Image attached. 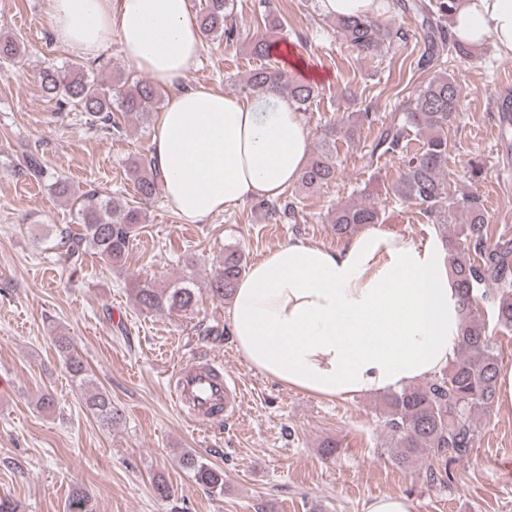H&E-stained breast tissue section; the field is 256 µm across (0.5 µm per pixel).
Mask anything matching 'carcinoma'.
<instances>
[{"mask_svg":"<svg viewBox=\"0 0 512 512\" xmlns=\"http://www.w3.org/2000/svg\"><path fill=\"white\" fill-rule=\"evenodd\" d=\"M454 2L414 0L409 4L406 0H394L395 7L414 10L422 16L427 50L418 65L423 69L437 65L446 51L460 62L474 58L475 49L458 39L447 25ZM233 10V0H206L199 16L202 34L214 39L230 35L227 19ZM335 26L337 33L365 59L379 55L383 46L398 37V33L371 17H342L336 19ZM250 49L264 64L249 73L241 91L257 96L273 93L291 101L296 111L307 110L318 91L279 66L278 41L265 32L255 38ZM40 79L48 95L79 109L91 124L106 129L118 127L113 120L112 104H117L118 110L125 114L146 119L158 103V91L149 81L123 83L114 93L112 86L90 78L84 66L77 62L45 68ZM460 97L461 89L452 75H436L416 92L405 112L377 130L367 152L371 159L386 154L403 156L404 169L395 194L421 207V213L433 225L447 251L448 276L462 304L459 356L441 373L399 392L387 393L382 400L387 455L402 467H410L426 457V476L431 482L446 481L435 470L434 462L452 463L471 455L478 435L476 414L489 410L497 395L501 360L489 323L476 312V300L480 298L488 304L494 328L512 330V237L496 234L478 197L450 195L445 178L447 130L459 116ZM372 122V113L364 107L346 120L326 127L319 147L307 161L302 185L317 189L336 180L337 141H355L364 126ZM412 128L423 135L424 142L417 152L408 155L406 132ZM19 174L37 182L51 181L55 194L76 212L81 232L74 233L68 228L60 231V244L66 247L69 262L81 263L88 252L98 255L110 267L126 258L131 239L144 223L140 207L120 197L105 196L96 189L72 191L66 181L52 178L33 153L23 155ZM161 181V172L152 157L141 156L134 168L135 195L142 201L153 199ZM261 204L274 217L295 216V204L290 200H263ZM458 212L462 222L453 227L450 222ZM327 219L338 238L382 223L380 209L363 202L338 206L328 213ZM245 271L241 253H224V260L215 266L208 283L212 297L230 300ZM133 291L138 307L149 313L187 311L196 302V289L186 280L163 289L151 283H139ZM54 341L78 383L85 409L96 416L101 426L112 427L118 417L112 398L87 375L83 361L74 353L70 337L59 335ZM180 463L197 484L211 492L224 493V469L192 452L182 454ZM68 512H92L83 491L77 489L69 497Z\"/></svg>","mask_w":512,"mask_h":512,"instance_id":"obj_1","label":"carcinoma"}]
</instances>
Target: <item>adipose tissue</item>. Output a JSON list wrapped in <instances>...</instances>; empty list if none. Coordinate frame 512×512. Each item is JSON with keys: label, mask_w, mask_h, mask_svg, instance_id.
Instances as JSON below:
<instances>
[{"label": "adipose tissue", "mask_w": 512, "mask_h": 512, "mask_svg": "<svg viewBox=\"0 0 512 512\" xmlns=\"http://www.w3.org/2000/svg\"><path fill=\"white\" fill-rule=\"evenodd\" d=\"M57 41L125 57L169 95L152 155L163 197L202 224L296 183L308 155L301 115L285 98L245 103L181 81L203 48L188 0H49ZM452 32L512 53V0H457ZM245 361L268 378L327 399L395 392L446 369L459 344L458 295L440 242L414 245L376 229L340 249L288 242L252 264L229 309Z\"/></svg>", "instance_id": "1"}]
</instances>
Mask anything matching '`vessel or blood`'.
Wrapping results in <instances>:
<instances>
[{"mask_svg": "<svg viewBox=\"0 0 512 512\" xmlns=\"http://www.w3.org/2000/svg\"><path fill=\"white\" fill-rule=\"evenodd\" d=\"M231 396L220 362L205 366L187 364L174 374L171 397L181 413L197 425L205 426L223 418Z\"/></svg>", "mask_w": 512, "mask_h": 512, "instance_id": "vessel-or-blood-1", "label": "vessel or blood"}]
</instances>
